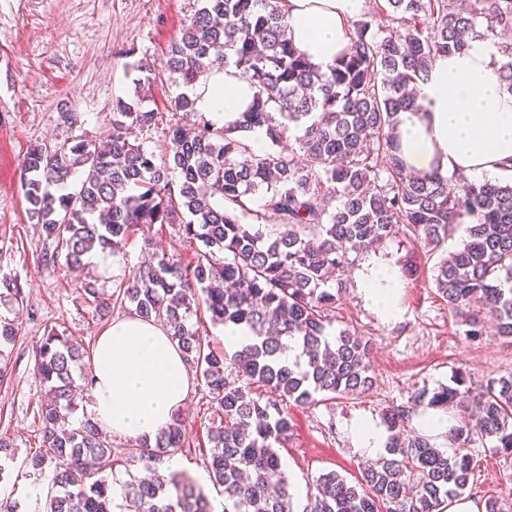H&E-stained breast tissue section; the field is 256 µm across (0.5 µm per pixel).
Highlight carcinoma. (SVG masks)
Here are the masks:
<instances>
[{
  "mask_svg": "<svg viewBox=\"0 0 512 512\" xmlns=\"http://www.w3.org/2000/svg\"><path fill=\"white\" fill-rule=\"evenodd\" d=\"M280 2L205 0L161 68L138 62L134 98L113 103L105 147L75 137L35 148L21 172L29 218L51 245L47 263L62 257L80 268L99 248L118 256L144 224H177L200 242L187 263L149 253L108 296L92 278L76 287L101 314L119 306L162 323L195 369L217 419L207 468L223 512H295L277 450L293 431L288 404L315 407L374 384L370 344L331 333L349 252L398 229L437 252L470 219L461 246L436 263L433 285L469 335H481L488 315L497 335L512 338V180L415 174L397 140L400 114L414 106L433 60L474 39L493 41L507 58L496 76L512 94V0H381L370 19L351 23L350 47L325 69L294 46ZM229 65L256 88L241 119L219 126L181 94L170 100L178 119L161 159L133 139L156 125L141 90L159 72L191 85ZM256 132L270 142L261 154L250 145ZM201 307L214 325H245L251 342L230 358L215 350L191 325ZM17 334L15 321L0 318V379ZM290 349L298 351L293 363ZM83 357L53 328L35 347L41 439L26 463L52 472L35 512H212L202 487L163 470L186 446L182 419L127 449L151 477L126 481L98 423L86 416L71 424ZM457 395L421 392L387 411L388 455L354 484L334 470L319 474L302 512H445L469 485L472 433L450 428L449 455L406 426L419 409L446 408ZM472 406L480 434L512 454V374L492 380Z\"/></svg>",
  "mask_w": 512,
  "mask_h": 512,
  "instance_id": "1",
  "label": "carcinoma"
}]
</instances>
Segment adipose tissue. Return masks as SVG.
I'll return each mask as SVG.
<instances>
[{
  "label": "adipose tissue",
  "mask_w": 512,
  "mask_h": 512,
  "mask_svg": "<svg viewBox=\"0 0 512 512\" xmlns=\"http://www.w3.org/2000/svg\"><path fill=\"white\" fill-rule=\"evenodd\" d=\"M289 35L310 62L332 64L350 42L349 20L365 0H282ZM502 57L491 41L435 59L418 87L420 109L401 114L400 152L420 174L463 171L480 179L512 177V95L500 89ZM197 111L227 123L247 111L254 87L234 66L213 71L187 90ZM397 268L377 264L364 277L367 301L386 318L396 313ZM190 389L183 357L161 325L132 315L113 321L92 353L89 397L110 434L154 441L179 415Z\"/></svg>",
  "instance_id": "obj_1"
}]
</instances>
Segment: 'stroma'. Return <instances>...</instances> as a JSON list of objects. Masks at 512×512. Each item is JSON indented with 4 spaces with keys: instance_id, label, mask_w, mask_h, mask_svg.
I'll return each instance as SVG.
<instances>
[{
    "instance_id": "1",
    "label": "stroma",
    "mask_w": 512,
    "mask_h": 512,
    "mask_svg": "<svg viewBox=\"0 0 512 512\" xmlns=\"http://www.w3.org/2000/svg\"><path fill=\"white\" fill-rule=\"evenodd\" d=\"M202 0H0V278L17 279L23 294L16 341L8 357L9 375L0 381V437L15 445V459L0 475V500L15 502L17 512H33L44 499L49 479L27 468L25 460L39 446L36 417L43 393L34 373L37 341L49 329L75 337L92 354L97 337L122 308L101 317L77 283L97 278L112 293L125 270L146 256L145 238L158 249L191 258L197 242L183 239L177 226L154 225L136 232L111 272L94 266L75 271L64 262L45 263L47 246L26 213L20 186L21 163L38 145L80 136L100 143L112 132V103L134 94L138 60L161 62L170 42L199 9ZM72 113L76 124L64 116ZM437 255L413 247L396 234L361 253H349L346 281L336 309V330H349L370 343L372 389L354 399H336L315 407H291L294 431L279 449L298 505L320 474L334 470L359 476L366 460L354 449L350 426L361 418H382L386 410L407 405L417 392L451 386L465 376L471 391L512 372V340L484 325L470 339L432 284ZM385 262L405 272L396 296L398 314L383 320L366 302L361 281L371 262ZM187 445L178 454L179 471L207 494L212 512H222L224 495L208 478L207 432L213 410L199 383H192L182 413ZM467 496L477 502L499 500L512 512V454L494 439L477 438Z\"/></svg>"
}]
</instances>
